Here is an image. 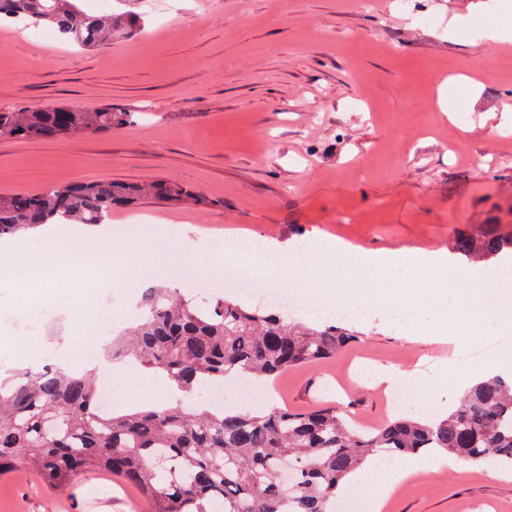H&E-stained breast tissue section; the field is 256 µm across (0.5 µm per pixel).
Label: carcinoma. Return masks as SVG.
I'll list each match as a JSON object with an SVG mask.
<instances>
[{
	"label": "carcinoma",
	"mask_w": 512,
	"mask_h": 512,
	"mask_svg": "<svg viewBox=\"0 0 512 512\" xmlns=\"http://www.w3.org/2000/svg\"><path fill=\"white\" fill-rule=\"evenodd\" d=\"M2 17L51 26L84 47L141 24L132 10L90 17L80 0H0ZM127 122L125 112L32 107L0 112V138L63 141ZM142 196L208 205L172 183L72 182L0 194V239L61 221L99 224ZM448 252L470 265L497 264L512 257V232L497 224L457 232ZM140 306L141 316L112 340V354L164 376L190 399L234 375L269 380L326 361L358 339L348 327L295 322L222 297L197 308L178 288H152ZM422 450L512 467V385L488 378L437 421L397 417L364 431L330 404L215 413L203 404L158 401L105 414L88 368L27 369L12 384L0 383V475L27 469L67 488L104 472L136 488L148 512H331L343 483L370 457Z\"/></svg>",
	"instance_id": "cac0c4a2"
}]
</instances>
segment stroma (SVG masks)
<instances>
[{"instance_id": "stroma-1", "label": "stroma", "mask_w": 512, "mask_h": 512, "mask_svg": "<svg viewBox=\"0 0 512 512\" xmlns=\"http://www.w3.org/2000/svg\"><path fill=\"white\" fill-rule=\"evenodd\" d=\"M495 0H213L161 22L144 4L140 30L106 47L82 48L42 27L0 20V110L34 106L132 113L120 130L67 142L0 138V194L86 180L166 181L210 205L145 200L115 210L174 229L182 249L227 233L243 241L327 235L370 251L444 250L457 231L512 229V134L496 131L512 105V42L479 37L497 22ZM42 275L38 292L0 293V361L31 367L24 345L42 341L47 360L77 347L100 315L119 327L139 294L112 276L86 296L43 253L0 276ZM421 302L393 321L374 310L336 357L285 373L272 385L226 382L228 408L309 410L329 402L353 426L393 415L447 414L455 342L423 338ZM416 372L405 392L375 382ZM345 482L336 512H512V470L500 480L469 462L422 468L373 503L389 475L384 461ZM0 498L21 512H132V491L88 473L58 490L25 471L0 478Z\"/></svg>"}]
</instances>
